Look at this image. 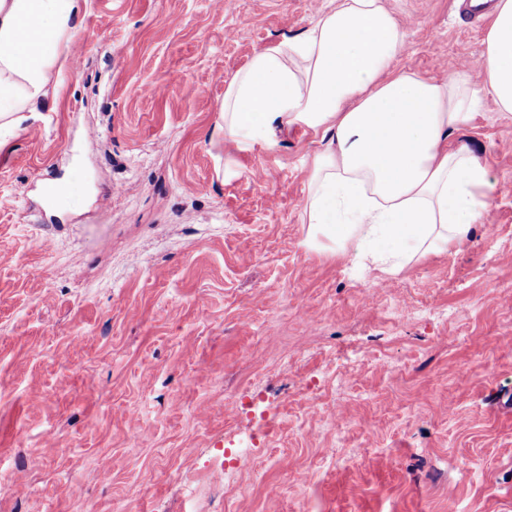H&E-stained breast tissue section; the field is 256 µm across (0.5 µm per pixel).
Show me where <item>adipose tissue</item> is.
<instances>
[{
	"label": "adipose tissue",
	"instance_id": "1",
	"mask_svg": "<svg viewBox=\"0 0 512 512\" xmlns=\"http://www.w3.org/2000/svg\"><path fill=\"white\" fill-rule=\"evenodd\" d=\"M80 0H0V72L42 93ZM402 34L381 0H336L301 36L256 52L224 91V145L275 149L300 124L322 134L310 164L304 245L396 274L456 248L484 223L489 171L448 148L491 96L512 112V0H497L481 82L460 70L428 80L395 75Z\"/></svg>",
	"mask_w": 512,
	"mask_h": 512
}]
</instances>
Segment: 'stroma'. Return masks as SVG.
<instances>
[{"instance_id":"obj_1","label":"stroma","mask_w":512,"mask_h":512,"mask_svg":"<svg viewBox=\"0 0 512 512\" xmlns=\"http://www.w3.org/2000/svg\"><path fill=\"white\" fill-rule=\"evenodd\" d=\"M382 3L393 74L481 61L458 0ZM331 6L83 5L0 134V512H512V115L448 140L490 223L395 276L305 250L320 135L224 148L228 80Z\"/></svg>"}]
</instances>
